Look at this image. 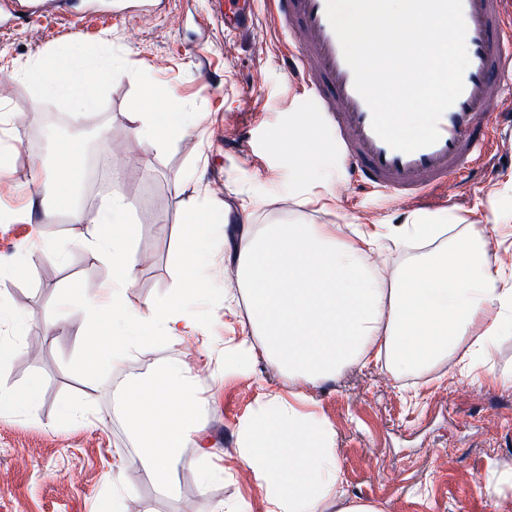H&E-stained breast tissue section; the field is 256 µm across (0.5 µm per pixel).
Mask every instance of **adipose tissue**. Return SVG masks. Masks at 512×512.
Segmentation results:
<instances>
[{
	"label": "adipose tissue",
	"instance_id": "obj_1",
	"mask_svg": "<svg viewBox=\"0 0 512 512\" xmlns=\"http://www.w3.org/2000/svg\"><path fill=\"white\" fill-rule=\"evenodd\" d=\"M119 73L102 57L62 51L35 61L25 77L47 96H63L94 109L98 91ZM136 138L160 152L184 140L194 115L170 108L139 112ZM81 149L58 142L52 163L49 211L72 208L79 185ZM132 206L112 193L99 227L84 237L88 256L112 268L99 289L67 288L69 300L89 309L87 369L152 348L160 336L198 331L185 299L198 293L212 247L215 217L206 209L189 214V232L180 254L181 274L173 295L146 300L133 310L126 293L134 282V243L139 226ZM449 230L417 215L410 223L374 231L354 229L341 241L332 224H242L230 256L261 349L288 376L289 396H267L261 414L240 428L238 455L263 491L264 512H382L372 501L349 497L342 488L336 433L301 411L305 386L332 377L356 361H382L395 375L442 360L464 363L484 353L502 325L512 322V277L474 240H461L454 253H436L384 282L368 262L381 239L399 245L437 240ZM201 399L179 364L162 363L154 379L125 390L120 410L140 447L139 462L156 484L167 488L188 466L183 450L208 454L199 422Z\"/></svg>",
	"mask_w": 512,
	"mask_h": 512
}]
</instances>
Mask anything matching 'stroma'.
I'll return each instance as SVG.
<instances>
[{"label": "stroma", "mask_w": 512, "mask_h": 512, "mask_svg": "<svg viewBox=\"0 0 512 512\" xmlns=\"http://www.w3.org/2000/svg\"><path fill=\"white\" fill-rule=\"evenodd\" d=\"M107 58L124 74L100 91L94 110L43 95L16 71L68 44ZM286 38L266 9L254 28L225 33L209 0H155L151 18L137 11L112 16L87 10L86 0H49L35 17L0 27V308L28 315L19 354L0 367V386L18 391L32 375L42 380L36 404L0 417V512H182L193 497L195 512L238 505L263 512L257 481L238 457L241 423L262 409L261 397L286 391L288 380L262 352L225 371L224 353L246 339L245 306L225 307L222 294L236 287L237 271L224 260L242 219L265 224H334L339 239L350 225L366 229L407 223L424 214L438 223L458 219L457 234L483 240L490 254L512 267V137L491 133L482 163L469 177H453L426 197L380 198L351 181L340 164L333 131L315 123L318 143L296 174L288 159L291 127L315 102L287 69ZM160 91V106L186 105L195 114L189 137L157 154L138 144L133 118L143 82ZM81 127L78 143L105 135L112 141V179L83 185V222H48L35 201L48 193L40 155L58 139L46 117ZM133 206L140 225L136 255L151 252V266H137L126 294L129 308L163 300L179 278V244L188 209L199 205L223 213L224 237L216 238L203 293L187 308L199 325L191 336L160 340L124 364L96 374L85 370L87 311L62 294L71 284L96 286L112 271L91 261L79 242L98 225L111 190ZM304 195L320 202L300 206ZM493 202L499 216L473 215L479 202ZM248 210H241V203ZM29 212L15 223L11 214ZM43 237L34 241L33 227ZM186 366L203 398L201 419L209 432L203 464L219 474L201 483L193 467L179 469L173 492L159 493L136 461L133 432L119 412L115 380L130 385L154 377L168 358ZM512 373V327L497 337L487 364L463 374L444 362L394 375L354 363L308 387L309 411L336 432V455L349 495L382 505L385 512H497L512 506V390L492 384L486 367ZM76 407L70 423L62 406Z\"/></svg>", "instance_id": "1"}]
</instances>
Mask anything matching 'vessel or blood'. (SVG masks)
I'll return each mask as SVG.
<instances>
[{
    "label": "vessel or blood",
    "mask_w": 512,
    "mask_h": 512,
    "mask_svg": "<svg viewBox=\"0 0 512 512\" xmlns=\"http://www.w3.org/2000/svg\"><path fill=\"white\" fill-rule=\"evenodd\" d=\"M225 29L251 28L259 0H214ZM270 16L292 49L290 70L308 80L316 120L330 126L336 146L366 190L416 198L465 176L487 150V133L500 122L494 107L512 87V24L502 19V0H463L470 64L464 90L438 122L439 140L412 153L392 149L373 131L371 111L356 91L339 40L326 15V0H267Z\"/></svg>",
    "instance_id": "b4317fda"
}]
</instances>
